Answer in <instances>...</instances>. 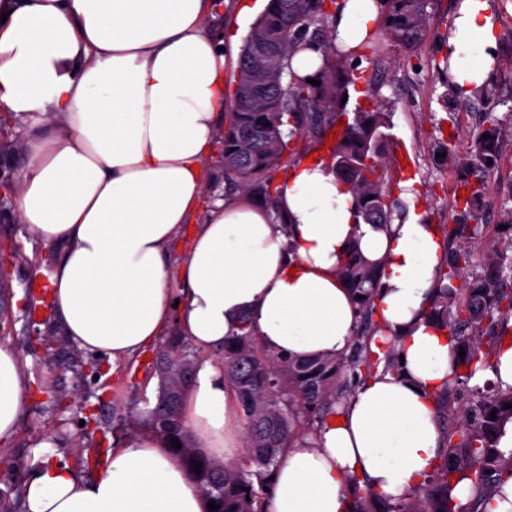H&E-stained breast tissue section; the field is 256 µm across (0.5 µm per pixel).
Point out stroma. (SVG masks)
<instances>
[{"label": "stroma", "mask_w": 512, "mask_h": 512, "mask_svg": "<svg viewBox=\"0 0 512 512\" xmlns=\"http://www.w3.org/2000/svg\"><path fill=\"white\" fill-rule=\"evenodd\" d=\"M460 2L434 0L426 39L412 60H405L397 47L382 59L360 60L346 112L354 114L364 103L368 85L378 86L389 113L384 130L389 147L408 159L401 177L414 185L418 212L438 229L455 223L454 200L465 173L459 156L488 118H496L497 163L478 207L486 231L468 246L477 263L494 252L512 262V231L502 226L505 210L512 208V0H488L499 58L487 76L492 91L462 102L456 136L443 147L437 138L448 119L440 104L447 78L435 64L448 54ZM51 123L47 116L34 115L0 124V174L9 187L8 193L0 192V346L14 350L27 365L26 410L15 438L4 446L21 466L13 471L0 466V492L12 499L22 494L30 472L47 456L76 468L85 479L95 477L97 465L80 466V449L107 451L140 438L141 430L125 427L123 419L128 412L146 411L158 393L152 364L138 356L115 366L108 357L80 350L56 324L52 307L35 302L32 284L37 277L51 276L58 251L21 224L11 205L27 163L23 146L32 131Z\"/></svg>", "instance_id": "1"}]
</instances>
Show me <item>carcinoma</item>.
Wrapping results in <instances>:
<instances>
[{"instance_id":"cac0c4a2","label":"carcinoma","mask_w":512,"mask_h":512,"mask_svg":"<svg viewBox=\"0 0 512 512\" xmlns=\"http://www.w3.org/2000/svg\"><path fill=\"white\" fill-rule=\"evenodd\" d=\"M433 0H384L379 28L367 32L358 50L343 51L333 43L336 14L325 0H269L266 9L251 25L241 50L238 80L234 92L235 111L224 129V180L244 195L259 197L274 207L276 187L272 173L298 155L299 143L322 144L326 134L343 115L341 98L354 82L352 59L356 55L380 58L391 47H400L406 61L417 56L425 39ZM264 43L280 56V70L264 67L254 47ZM319 47L323 64L315 80L291 67L293 54ZM473 97L489 95L490 84H472L465 89L446 85L442 106L453 116L465 92ZM369 105L354 113L336 141L329 147L337 177L358 203V216L366 224H390L400 203L393 196L397 160L388 152L382 129L387 126L386 104L376 91H367ZM499 131L494 120L480 130L461 165L475 176L466 198H457L455 235L472 239L482 236L485 225L475 223V207L489 188L498 154ZM474 253L459 245L447 251L446 268L440 271L427 317L448 332L454 353L465 351L457 360L453 382L434 395L442 417L457 414L462 428L447 432L441 463L408 498L391 502L371 490L352 491L351 512H486L487 495L504 479L512 477V451L497 447L505 423L512 419V388L474 387L469 406L457 412L456 391L477 371L490 367L495 349L504 336L498 326L512 317L511 275L493 258L475 271ZM339 274L356 297L361 315L351 353L344 357H316L294 360L268 353L249 321L241 333L224 341L217 351L224 364V384L230 389L245 422L244 447L248 467L232 463L219 465L193 448L184 424L182 400L190 385L196 362L191 342L184 336L169 338L153 362L160 387L145 418L130 415V425L142 427L166 443L175 438L174 450L189 476L199 485L215 512H268L275 470L287 448L303 447L328 415L343 405L349 392L373 371L399 370L398 355L389 346L376 356L369 340L381 330L374 320V294L378 269L362 257L358 244L345 253ZM487 349H480L481 344ZM189 364L188 374L180 371ZM496 412V419L490 413ZM460 440H454V436ZM201 463L200 472L194 464ZM467 479L478 491L475 499L462 506L451 497L456 483Z\"/></svg>"}]
</instances>
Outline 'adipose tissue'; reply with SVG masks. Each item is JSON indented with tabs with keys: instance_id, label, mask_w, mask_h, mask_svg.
Returning <instances> with one entry per match:
<instances>
[{
	"instance_id": "ef3b65f1",
	"label": "adipose tissue",
	"mask_w": 512,
	"mask_h": 512,
	"mask_svg": "<svg viewBox=\"0 0 512 512\" xmlns=\"http://www.w3.org/2000/svg\"><path fill=\"white\" fill-rule=\"evenodd\" d=\"M339 48L357 46L381 0H341ZM222 0H0V112H52L62 122L25 143L19 220L63 252L51 275L56 318L80 349L111 360L155 343L171 323L200 349L223 346L242 321L264 348L295 358L348 353L356 298L339 276L358 245L379 264L371 348L395 346L399 373H374L288 449L270 512H348L350 477L383 499L413 493L439 459L434 394L453 375L444 329L425 310L446 252L420 215L389 230L358 223L331 161L300 157L277 183L276 207L239 196L192 226L173 308L167 248L202 196L216 118L225 108L224 41L207 30ZM496 40L487 0H462L448 39L455 83L483 82ZM190 225V224H189ZM26 406L18 354L0 347V443ZM183 413L196 450L229 462L242 449L224 367L198 360ZM23 512H208L181 460L147 434L109 451L98 477L44 459Z\"/></svg>"
}]
</instances>
